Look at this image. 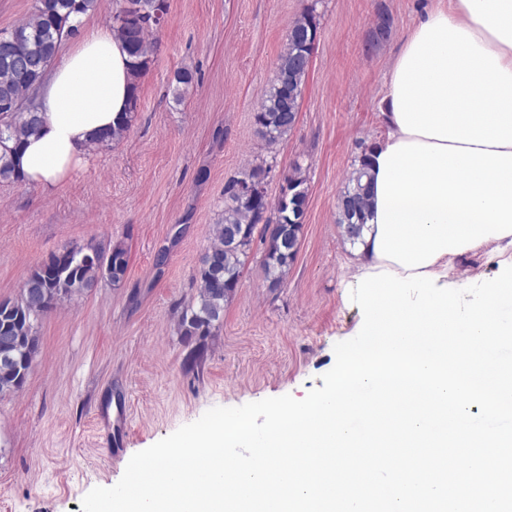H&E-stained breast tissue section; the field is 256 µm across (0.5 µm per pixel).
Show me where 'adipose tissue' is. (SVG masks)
I'll list each match as a JSON object with an SVG mask.
<instances>
[{
	"mask_svg": "<svg viewBox=\"0 0 512 512\" xmlns=\"http://www.w3.org/2000/svg\"><path fill=\"white\" fill-rule=\"evenodd\" d=\"M35 97L42 129L17 167L52 189L130 109L124 43L108 24H85ZM381 114L354 276H447L459 255L512 246V0H435L402 40Z\"/></svg>",
	"mask_w": 512,
	"mask_h": 512,
	"instance_id": "1",
	"label": "adipose tissue"
}]
</instances>
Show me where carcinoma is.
I'll return each instance as SVG.
<instances>
[{
    "mask_svg": "<svg viewBox=\"0 0 512 512\" xmlns=\"http://www.w3.org/2000/svg\"><path fill=\"white\" fill-rule=\"evenodd\" d=\"M97 0H35L32 12L15 26L21 37L10 45L13 58L38 62L55 58L63 40L76 35L77 20L92 11ZM167 11L165 0H125L113 17L112 29L126 44L130 56L133 96L130 112L117 128L99 134L95 141L107 146L121 139L131 127L138 105V80L147 70L156 49L154 31ZM275 69L279 78L257 103L256 134L269 149L295 128L302 89L311 52L318 35L319 19L307 9L290 25ZM44 78L33 67L20 70L0 59V103L34 104L31 112H5L0 116V182H20L12 163L24 142L41 125L39 105L32 92ZM271 166L256 164L224 186V210L213 229L196 273V294L182 307L178 330L184 341L194 344L188 359L193 370L206 350L212 330L224 319V307L232 299L256 242L264 246L263 270L267 287L283 285L297 252L308 204V188L301 168L284 176L276 200H270L263 184ZM368 174L367 149L354 160L338 203L337 224L347 240L355 242L364 226L367 199L362 180ZM129 267L128 250L115 245L108 252L74 247L49 255L34 267L23 282L19 296L0 306V395L20 392L39 352L34 321L63 301L80 297L106 277L118 286Z\"/></svg>",
    "mask_w": 512,
    "mask_h": 512,
    "instance_id": "obj_1",
    "label": "carcinoma"
}]
</instances>
